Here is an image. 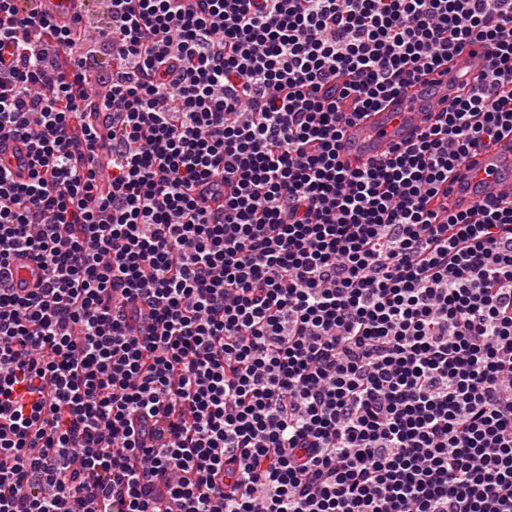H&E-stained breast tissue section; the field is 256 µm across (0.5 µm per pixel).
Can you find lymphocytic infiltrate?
<instances>
[{
    "instance_id": "1",
    "label": "lymphocytic infiltrate",
    "mask_w": 512,
    "mask_h": 512,
    "mask_svg": "<svg viewBox=\"0 0 512 512\" xmlns=\"http://www.w3.org/2000/svg\"><path fill=\"white\" fill-rule=\"evenodd\" d=\"M36 2L0 0V512H512V204L431 206L512 134V0H109L105 65ZM469 43L477 87L341 164ZM19 147L21 146L17 142L0 143V158L2 162H8L15 172L25 178L27 176L29 158L27 157V150L21 147L22 152H19Z\"/></svg>"
}]
</instances>
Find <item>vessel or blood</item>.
I'll return each instance as SVG.
<instances>
[{"label": "vessel or blood", "mask_w": 512, "mask_h": 512, "mask_svg": "<svg viewBox=\"0 0 512 512\" xmlns=\"http://www.w3.org/2000/svg\"><path fill=\"white\" fill-rule=\"evenodd\" d=\"M44 11L69 23L82 11L83 0H41ZM481 48L465 45L448 65L447 73H432L422 93L398 96L378 110L366 113L347 125L340 140V155L350 167L380 157L393 146L415 140L425 119L441 111L443 99L460 89L462 81H474L475 62ZM0 160L18 174H26L29 159L18 143H0ZM512 195V136L472 155L465 168L455 170L448 180V207L466 211L476 203Z\"/></svg>", "instance_id": "obj_1"}]
</instances>
